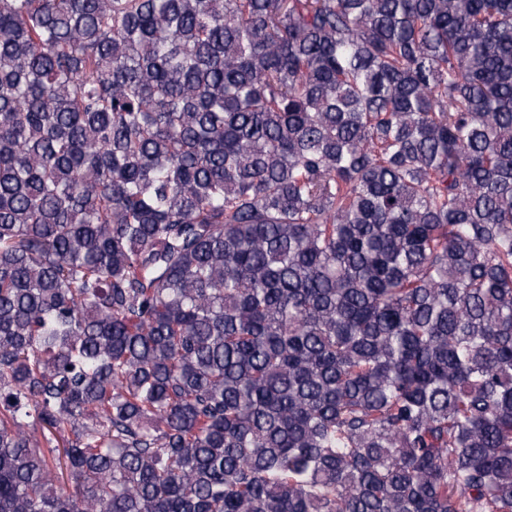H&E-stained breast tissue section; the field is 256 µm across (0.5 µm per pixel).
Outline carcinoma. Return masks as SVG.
Returning <instances> with one entry per match:
<instances>
[{
	"label": "carcinoma",
	"mask_w": 512,
	"mask_h": 512,
	"mask_svg": "<svg viewBox=\"0 0 512 512\" xmlns=\"http://www.w3.org/2000/svg\"><path fill=\"white\" fill-rule=\"evenodd\" d=\"M0 512H512V0H0Z\"/></svg>",
	"instance_id": "carcinoma-1"
}]
</instances>
